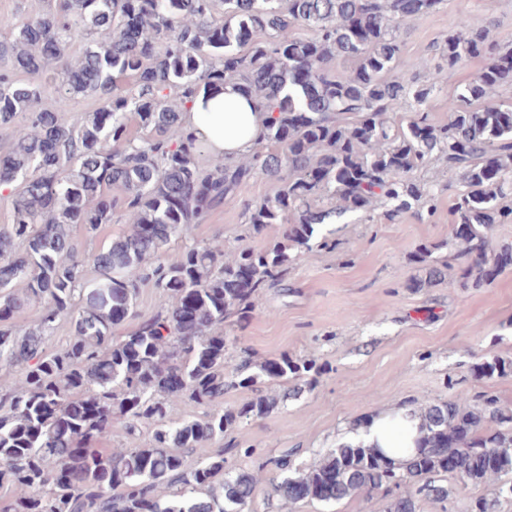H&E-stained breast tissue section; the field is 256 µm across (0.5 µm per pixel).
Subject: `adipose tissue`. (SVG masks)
Here are the masks:
<instances>
[{"instance_id":"ef3b65f1","label":"adipose tissue","mask_w":512,"mask_h":512,"mask_svg":"<svg viewBox=\"0 0 512 512\" xmlns=\"http://www.w3.org/2000/svg\"><path fill=\"white\" fill-rule=\"evenodd\" d=\"M265 120V114L254 111L233 82L200 88L182 115L184 128L192 131L198 146L216 158L230 160L251 153ZM420 426L413 408L402 406L371 417L346 440L401 463L415 453Z\"/></svg>"}]
</instances>
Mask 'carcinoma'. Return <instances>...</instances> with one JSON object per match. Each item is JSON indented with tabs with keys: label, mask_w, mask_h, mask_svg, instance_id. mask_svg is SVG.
I'll list each match as a JSON object with an SVG mask.
<instances>
[{
	"label": "carcinoma",
	"mask_w": 512,
	"mask_h": 512,
	"mask_svg": "<svg viewBox=\"0 0 512 512\" xmlns=\"http://www.w3.org/2000/svg\"><path fill=\"white\" fill-rule=\"evenodd\" d=\"M438 0H59L20 24L0 20V127L22 119L28 131L0 154V187L15 188L13 223L0 230V512H251L258 472L225 473L224 448L188 468L184 452L224 439L251 415L268 414L314 386L320 369L286 355L244 375L226 351L239 338L224 332L231 317L254 310L281 281L293 249H311L315 226L331 214L362 211L382 223L436 213L435 198L414 172L432 158L465 189L451 207L457 249L429 263L424 245L414 263L422 288L455 271L464 288H483L512 268V244L494 245L495 225L512 222V107L493 102L512 86V50L500 51L487 29L459 21L448 34L428 83L396 74L400 23L429 13ZM313 36L301 39L296 28ZM84 41L71 61L66 48ZM490 60L473 82L448 97V123H427L424 109L443 72L468 59ZM334 59L350 61L345 76ZM234 80L268 113L258 144L243 161L199 165L198 147L180 112L214 82ZM100 107L81 118L41 105L48 86ZM135 119L139 139L131 137ZM255 174L277 184L255 205L248 224L260 235L288 225L286 241L260 250L192 245L170 252L205 214ZM118 187L123 200L112 197ZM336 200L323 209L325 193ZM127 229L104 248L81 253L71 226L89 234L112 222L117 204ZM94 272L85 278L86 269ZM154 279L170 305L126 336L115 329L133 313L138 285ZM39 305L33 329L15 322ZM70 324L65 347L45 338ZM480 378L512 374V359L485 356ZM284 387L263 392L261 377ZM254 396L224 406V390ZM182 408L172 417L173 408ZM203 408V416L197 410ZM418 452L396 464L369 448L341 443L318 463L289 471L285 458L258 463L284 476L270 495L285 505L336 503L381 494L387 512H420L419 502L448 500V460L463 485L512 478V409L488 394L427 402ZM123 422L144 432L140 448L102 453L80 444ZM496 454L495 468L484 456ZM499 497H480L467 512H497Z\"/></svg>",
	"instance_id": "1"
}]
</instances>
